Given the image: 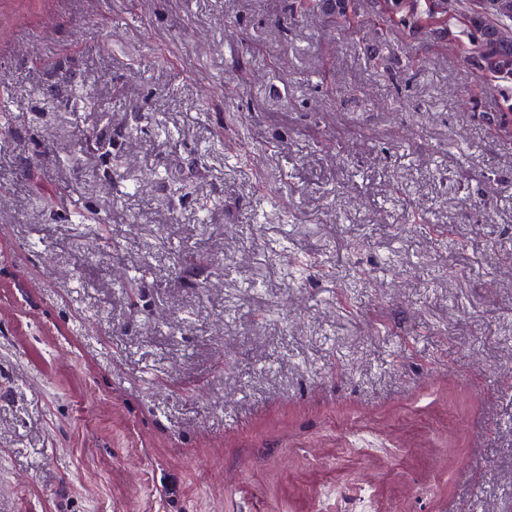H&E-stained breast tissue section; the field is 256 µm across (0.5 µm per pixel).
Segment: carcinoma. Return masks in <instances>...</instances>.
Listing matches in <instances>:
<instances>
[{"mask_svg":"<svg viewBox=\"0 0 512 512\" xmlns=\"http://www.w3.org/2000/svg\"><path fill=\"white\" fill-rule=\"evenodd\" d=\"M494 0H455L453 9L443 0H367L370 13L389 31L425 29L441 45L455 47L469 60L478 79L512 81V14L504 15ZM307 7L334 15L336 26L358 29L355 0H308ZM362 54L374 64L384 61L382 48L364 39L356 41Z\"/></svg>","mask_w":512,"mask_h":512,"instance_id":"carcinoma-1","label":"carcinoma"}]
</instances>
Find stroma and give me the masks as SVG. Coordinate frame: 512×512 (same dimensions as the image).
<instances>
[{
    "label": "stroma",
    "instance_id": "35a3bbf8",
    "mask_svg": "<svg viewBox=\"0 0 512 512\" xmlns=\"http://www.w3.org/2000/svg\"><path fill=\"white\" fill-rule=\"evenodd\" d=\"M288 3L0 0V512H512L506 90Z\"/></svg>",
    "mask_w": 512,
    "mask_h": 512
}]
</instances>
